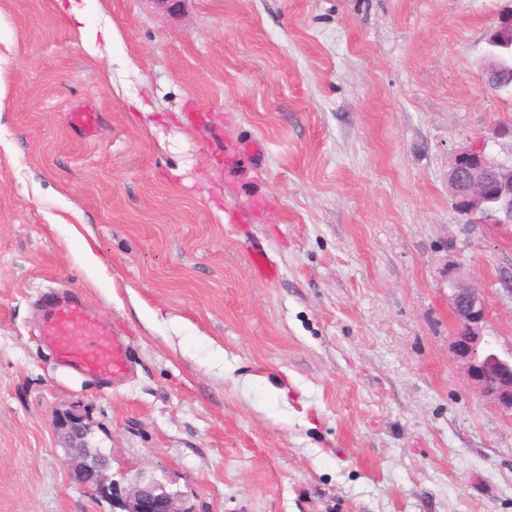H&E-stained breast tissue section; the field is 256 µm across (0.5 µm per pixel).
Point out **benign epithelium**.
<instances>
[{
	"instance_id": "1",
	"label": "benign epithelium",
	"mask_w": 512,
	"mask_h": 512,
	"mask_svg": "<svg viewBox=\"0 0 512 512\" xmlns=\"http://www.w3.org/2000/svg\"><path fill=\"white\" fill-rule=\"evenodd\" d=\"M488 44L512 49V6L500 10ZM448 186L455 208L480 220L512 223V161H500L486 152L485 144L474 141L458 150L450 163ZM448 303L457 323L451 342L453 356L462 363L470 385L483 398L505 413H512V360L489 349L482 334L487 304L473 286L448 276ZM72 468L79 481L112 499L119 512H189L179 495L154 477L144 478L119 495L115 483L107 481L110 459L89 448L86 418L75 410L61 413L56 421Z\"/></svg>"
}]
</instances>
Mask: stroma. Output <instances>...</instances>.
I'll return each instance as SVG.
<instances>
[{
  "label": "stroma",
  "instance_id": "35a3bbf8",
  "mask_svg": "<svg viewBox=\"0 0 512 512\" xmlns=\"http://www.w3.org/2000/svg\"><path fill=\"white\" fill-rule=\"evenodd\" d=\"M504 4L0 0V512H112L72 473V408L110 480L190 512H512V414L470 386L448 306L449 275L479 288L512 357V224L448 189L472 140L512 159L489 134L512 93L483 78ZM64 289L128 333L126 383L41 344Z\"/></svg>",
  "mask_w": 512,
  "mask_h": 512
}]
</instances>
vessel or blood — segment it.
<instances>
[{
    "label": "vessel or blood",
    "mask_w": 512,
    "mask_h": 512,
    "mask_svg": "<svg viewBox=\"0 0 512 512\" xmlns=\"http://www.w3.org/2000/svg\"><path fill=\"white\" fill-rule=\"evenodd\" d=\"M41 340L64 366L104 383L119 382L128 374L131 355L126 336L93 315L78 294L46 297Z\"/></svg>",
    "instance_id": "obj_1"
}]
</instances>
